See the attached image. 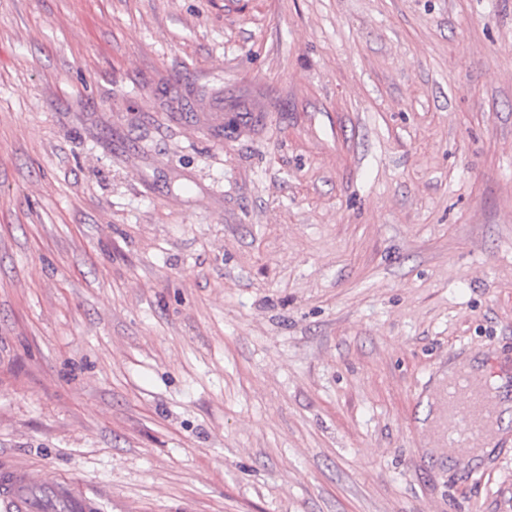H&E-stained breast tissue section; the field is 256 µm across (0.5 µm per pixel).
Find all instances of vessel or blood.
<instances>
[{
	"label": "vessel or blood",
	"instance_id": "vessel-or-blood-1",
	"mask_svg": "<svg viewBox=\"0 0 512 512\" xmlns=\"http://www.w3.org/2000/svg\"><path fill=\"white\" fill-rule=\"evenodd\" d=\"M495 373L459 371L445 384L446 408L439 425L448 449L462 456L478 455L499 435L500 402ZM97 498L75 496L55 476L33 478L26 470L0 466V512H98Z\"/></svg>",
	"mask_w": 512,
	"mask_h": 512
}]
</instances>
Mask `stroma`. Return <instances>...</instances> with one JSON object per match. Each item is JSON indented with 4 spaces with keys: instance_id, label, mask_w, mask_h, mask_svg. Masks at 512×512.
Masks as SVG:
<instances>
[{
    "instance_id": "35a3bbf8",
    "label": "stroma",
    "mask_w": 512,
    "mask_h": 512,
    "mask_svg": "<svg viewBox=\"0 0 512 512\" xmlns=\"http://www.w3.org/2000/svg\"><path fill=\"white\" fill-rule=\"evenodd\" d=\"M512 376V0H0V462L99 512H512L430 426Z\"/></svg>"
}]
</instances>
